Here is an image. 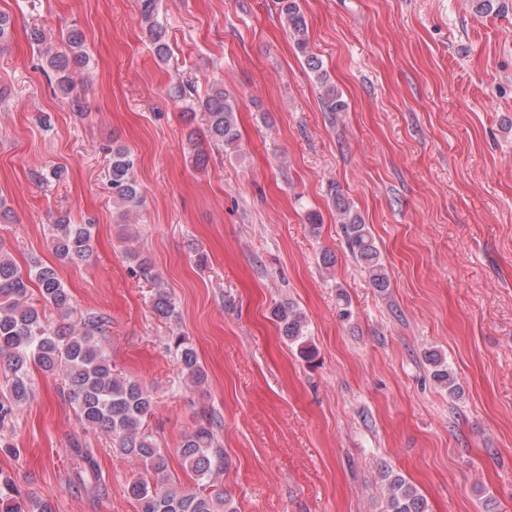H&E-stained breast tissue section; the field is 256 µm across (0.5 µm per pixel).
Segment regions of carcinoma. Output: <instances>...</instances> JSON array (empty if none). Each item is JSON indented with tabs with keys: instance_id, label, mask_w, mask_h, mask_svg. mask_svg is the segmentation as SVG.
Masks as SVG:
<instances>
[{
	"instance_id": "cac0c4a2",
	"label": "carcinoma",
	"mask_w": 512,
	"mask_h": 512,
	"mask_svg": "<svg viewBox=\"0 0 512 512\" xmlns=\"http://www.w3.org/2000/svg\"><path fill=\"white\" fill-rule=\"evenodd\" d=\"M279 9L297 51L323 89V108L327 112L344 111L346 102L329 83L321 59L309 50L307 21L299 0H279ZM140 13L154 54L165 59L169 44L166 29L158 20L157 0H140ZM44 57L48 69L59 75L57 89L68 98L73 96L75 85L68 72L89 64L82 34L76 30L67 32L62 36L61 46L47 48ZM199 107L210 141L224 147L226 152L240 149L236 95L225 89L224 84L217 83ZM108 177L117 208L127 212L142 204L143 194L134 175V159L129 150L121 146L112 148ZM331 196L348 250L367 271L373 288L380 293L387 292L390 280L369 226L342 193L334 189ZM90 242L91 230L87 224H72L62 219L51 225L50 244L60 263L88 257ZM32 282L37 285L36 299L30 288ZM48 307L65 313L71 308L70 293L57 270L35 263L25 272L0 253V359L7 363L10 372L5 389L0 391V430L10 425L17 410L33 397L30 369L36 365L47 374L62 377L64 396L85 428L111 435L113 451L146 467L149 479L134 481L129 486L140 512H237L232 500L215 483L216 473L225 467L224 449L215 434L216 418L202 414L178 448L184 464L198 481L197 487L184 490L170 484L167 456L146 426L153 398L140 382L112 374V361L102 343L106 318L86 313L80 315L77 324L61 331L53 330L45 322ZM153 308L162 318L171 316L174 303L170 294L157 290ZM272 316L280 334L297 346L300 357L314 360L316 351L303 314L288 302L277 305ZM170 341L185 378L195 386L204 385L207 373L186 337L176 334ZM427 362L434 381L448 391V396H460L462 387L446 360L432 353ZM74 452L76 481L83 485L89 483L97 491L106 493L93 449L76 442ZM379 477L385 491L384 512H427L424 497L402 475L385 468L379 472ZM0 512H53V508L46 500L22 497L11 480L2 475Z\"/></svg>"
}]
</instances>
